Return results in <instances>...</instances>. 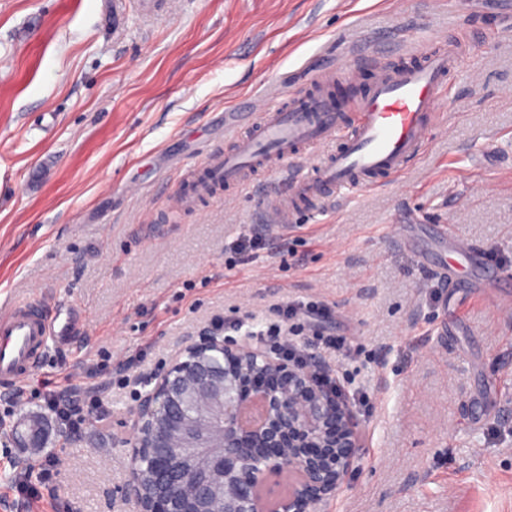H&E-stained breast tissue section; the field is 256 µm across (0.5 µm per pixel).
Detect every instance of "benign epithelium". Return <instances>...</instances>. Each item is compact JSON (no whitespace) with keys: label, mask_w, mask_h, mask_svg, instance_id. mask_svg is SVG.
Instances as JSON below:
<instances>
[{"label":"benign epithelium","mask_w":512,"mask_h":512,"mask_svg":"<svg viewBox=\"0 0 512 512\" xmlns=\"http://www.w3.org/2000/svg\"><path fill=\"white\" fill-rule=\"evenodd\" d=\"M221 354L224 362L213 360ZM315 358H274L203 332L138 395L131 423L138 512H315L360 448L354 414Z\"/></svg>","instance_id":"1"}]
</instances>
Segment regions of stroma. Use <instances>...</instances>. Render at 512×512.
Segmentation results:
<instances>
[{
    "instance_id": "stroma-1",
    "label": "stroma",
    "mask_w": 512,
    "mask_h": 512,
    "mask_svg": "<svg viewBox=\"0 0 512 512\" xmlns=\"http://www.w3.org/2000/svg\"><path fill=\"white\" fill-rule=\"evenodd\" d=\"M443 34L462 54L439 127L406 171L292 227L267 226L268 177L168 209L224 121L315 91H365V55L408 64ZM138 193H128L129 184ZM470 201L456 211L459 195ZM261 234L265 250L235 254ZM457 234L476 255L455 253ZM0 303L71 310L23 397L0 386V512H136L123 443L136 399L229 309L320 298L350 354H323L361 447L329 512H512V321L483 290L512 269V18L499 0H0ZM450 280H442V272ZM86 389L99 417L63 431L44 402ZM45 418L41 447L15 429ZM57 457L37 498L20 472Z\"/></svg>"
}]
</instances>
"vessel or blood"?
I'll return each instance as SVG.
<instances>
[{
    "instance_id": "vessel-or-blood-1",
    "label": "vessel or blood",
    "mask_w": 512,
    "mask_h": 512,
    "mask_svg": "<svg viewBox=\"0 0 512 512\" xmlns=\"http://www.w3.org/2000/svg\"><path fill=\"white\" fill-rule=\"evenodd\" d=\"M461 61L457 48L439 35L418 62L374 68L351 110L312 92L260 112L236 113L230 149L209 153L199 174L180 183L176 206H190L219 186L229 191L245 187L249 174L289 164L294 168L289 186L271 193L264 205L270 226L281 229L302 211L399 175L434 135L432 121L447 91L445 78ZM329 143L335 151L321 154ZM78 324L74 314H60L28 298L0 305V382L22 383L52 347L70 339Z\"/></svg>"
}]
</instances>
